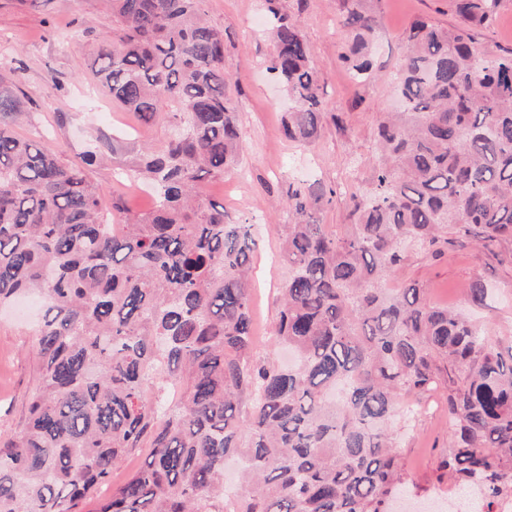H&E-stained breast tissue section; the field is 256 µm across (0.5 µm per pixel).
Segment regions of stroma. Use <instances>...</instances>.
<instances>
[{
    "instance_id": "1",
    "label": "stroma",
    "mask_w": 512,
    "mask_h": 512,
    "mask_svg": "<svg viewBox=\"0 0 512 512\" xmlns=\"http://www.w3.org/2000/svg\"><path fill=\"white\" fill-rule=\"evenodd\" d=\"M344 0H280L282 10L297 19L319 76L324 111L338 114L327 122L311 146L288 141L282 132L287 103L266 71L273 44L262 31L267 18L263 0H205L207 20L223 30L225 67L234 79L227 88L241 129V162L224 176L199 184L201 196L223 203L231 222L253 218L258 246L253 254L254 352L273 349L270 338L278 317L286 269L280 260L282 226L288 211L282 202L292 182L335 186L331 203L321 204L316 217L332 230L352 224L351 192L368 188L370 161L378 124L395 111L394 80L402 64L401 40L409 24L425 18L448 27L455 21L448 0H362L371 17L369 35L374 71L354 81L342 58L353 36L342 24ZM118 34L108 0H0V52L13 58L0 66V83L11 86L29 113L19 131L28 138L51 139L64 160H78L97 147L104 162L92 174L105 198L119 196L135 213L148 211L154 195L131 166L139 147L159 144L163 124L143 126L134 116L99 94L93 85V62L102 44ZM487 285L482 302L472 303L467 288L475 279ZM416 281L436 304L468 312L490 335L512 342V241L485 249L450 246L435 256L409 247L405 264L390 278L392 288ZM37 321L26 307L0 309V444L19 430L25 404L36 388L33 344ZM433 412H419L401 431L400 454L405 492L391 512H433L431 501L446 500L447 484L438 483L440 463L448 446L444 395L434 397Z\"/></svg>"
}]
</instances>
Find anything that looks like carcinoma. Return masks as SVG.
I'll use <instances>...</instances> for the list:
<instances>
[{"label": "carcinoma", "instance_id": "carcinoma-1", "mask_svg": "<svg viewBox=\"0 0 512 512\" xmlns=\"http://www.w3.org/2000/svg\"><path fill=\"white\" fill-rule=\"evenodd\" d=\"M120 34L93 76L149 125L136 171L156 188L145 214L112 224L84 152L18 133L26 111L0 84V304L39 294L36 391L0 448V512H79L127 455L141 467L98 512H225L224 462L241 464L236 512H386L404 484L396 423L413 397L446 396L450 489L496 512L512 489V344L413 283L389 288L407 246L512 240V49L476 45L502 0H453L450 28L414 21L378 127L370 188L352 196V231L315 217L336 189L288 187L280 258L287 277L272 345L290 366L253 356L254 225L231 223L198 184L236 166L240 132L226 98L224 34L204 0H108ZM267 70L304 145L325 113L309 44L278 0H263ZM344 55L370 69L360 0Z\"/></svg>", "mask_w": 512, "mask_h": 512}]
</instances>
